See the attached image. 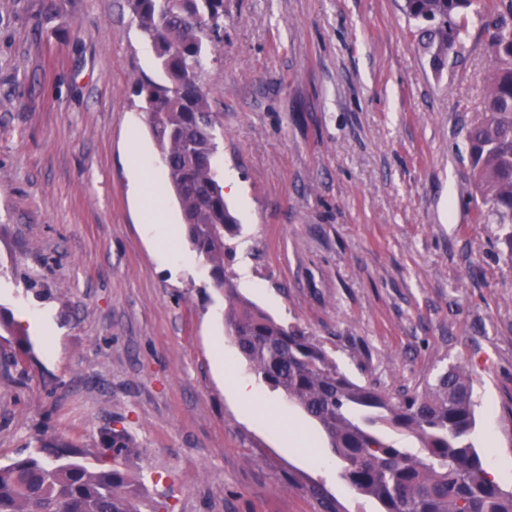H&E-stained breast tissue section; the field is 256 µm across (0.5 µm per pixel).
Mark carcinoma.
<instances>
[{
  "mask_svg": "<svg viewBox=\"0 0 512 512\" xmlns=\"http://www.w3.org/2000/svg\"><path fill=\"white\" fill-rule=\"evenodd\" d=\"M140 33L154 46L165 81L139 84L152 136L167 168L190 243L224 291L227 335L259 381L282 392L321 428L343 465L342 479L382 512H512V492L491 477L469 440L475 427L466 367L454 365L423 393L393 394L358 384L321 343L285 327L241 298L224 268L237 221L224 201L215 158L219 122L201 85L204 38L224 28V0H127ZM420 40L441 65L456 53L468 14L479 11L497 62L484 113L465 134L476 193L474 222L497 224L512 265V0H406ZM407 432L418 447L390 440ZM137 452L123 429L100 432L95 463L81 449L37 440L27 455L0 467V512H141L142 492L123 461Z\"/></svg>",
  "mask_w": 512,
  "mask_h": 512,
  "instance_id": "carcinoma-1",
  "label": "carcinoma"
}]
</instances>
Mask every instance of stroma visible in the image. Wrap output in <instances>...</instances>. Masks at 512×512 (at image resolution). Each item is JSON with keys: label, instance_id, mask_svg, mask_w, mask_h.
<instances>
[{"label": "stroma", "instance_id": "stroma-1", "mask_svg": "<svg viewBox=\"0 0 512 512\" xmlns=\"http://www.w3.org/2000/svg\"><path fill=\"white\" fill-rule=\"evenodd\" d=\"M405 0H224L202 82L236 170L224 265L243 296L323 344L353 381L423 390L467 365L476 427L512 468V265L472 220L464 136L492 66L481 15L434 67ZM127 0H0V466L35 438L94 454L124 428L142 512H381L285 450L214 365L224 295L155 257L130 187L157 156L136 89L161 78Z\"/></svg>", "mask_w": 512, "mask_h": 512}]
</instances>
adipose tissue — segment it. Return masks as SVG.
I'll return each mask as SVG.
<instances>
[{"mask_svg": "<svg viewBox=\"0 0 512 512\" xmlns=\"http://www.w3.org/2000/svg\"><path fill=\"white\" fill-rule=\"evenodd\" d=\"M158 169L153 159L144 153H137L131 168L132 186L142 208V231L145 237L157 248L161 262L186 267L192 262L190 255L182 245L174 241L166 227L161 207L156 202ZM225 387L230 395L241 405L247 406L262 420H275L277 426H285L286 420L279 416L275 408L260 395L254 381L238 375L232 362H224Z\"/></svg>", "mask_w": 512, "mask_h": 512, "instance_id": "obj_1", "label": "adipose tissue"}]
</instances>
